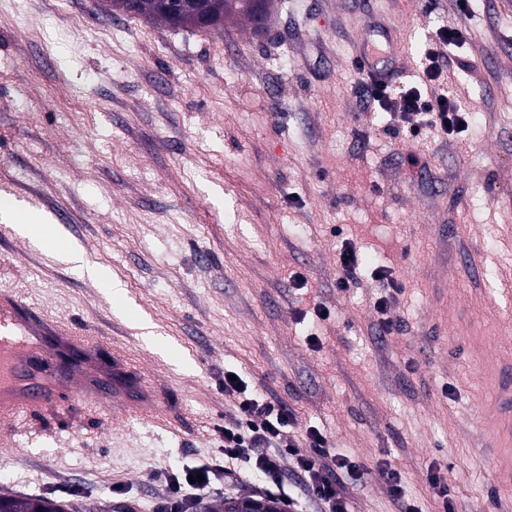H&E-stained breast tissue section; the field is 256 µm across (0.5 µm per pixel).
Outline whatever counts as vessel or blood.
Instances as JSON below:
<instances>
[{"mask_svg": "<svg viewBox=\"0 0 512 512\" xmlns=\"http://www.w3.org/2000/svg\"><path fill=\"white\" fill-rule=\"evenodd\" d=\"M380 30L369 27L363 39L368 52L361 61L367 74L379 81H388L404 68L401 58H394L391 67L379 64L371 46ZM99 340L81 329L47 317L25 300L15 289L0 284V429L12 428L16 422L49 410H62L63 382L49 372V364L60 354L72 351L79 359L69 373L79 393L89 402L107 400L135 414H160L152 382L146 375L130 379L124 373L128 364L121 352H113L111 371L96 370ZM499 412L508 424L499 438L512 443V364L500 372L496 399Z\"/></svg>", "mask_w": 512, "mask_h": 512, "instance_id": "b4317fda", "label": "vessel or blood"}]
</instances>
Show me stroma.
Segmentation results:
<instances>
[{
    "label": "stroma",
    "instance_id": "stroma-1",
    "mask_svg": "<svg viewBox=\"0 0 512 512\" xmlns=\"http://www.w3.org/2000/svg\"><path fill=\"white\" fill-rule=\"evenodd\" d=\"M419 52L469 32L448 86L475 119L461 136L386 132L355 93L374 20ZM66 210L81 264L51 262L0 222V280L102 335L155 380L166 426L76 397L0 435V495L68 512H162L168 470L210 461L234 411L224 371L319 427L369 472L344 477L350 512H400L390 457L418 512L438 471L458 512H512L491 408L512 356V0H274L263 32L112 16L102 0H0V183ZM403 287L391 331L363 275L338 290L343 240ZM120 280L125 311L86 270ZM302 274L305 287L290 280ZM327 318H318L315 304ZM145 314L157 352L130 326ZM377 468L386 479L391 495L400 504L402 512H417L414 504L405 501V491L402 485L401 472L392 464L388 457L380 459Z\"/></svg>",
    "mask_w": 512,
    "mask_h": 512
}]
</instances>
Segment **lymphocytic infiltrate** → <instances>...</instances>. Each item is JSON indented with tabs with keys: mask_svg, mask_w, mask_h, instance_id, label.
I'll return each instance as SVG.
<instances>
[{
	"mask_svg": "<svg viewBox=\"0 0 512 512\" xmlns=\"http://www.w3.org/2000/svg\"><path fill=\"white\" fill-rule=\"evenodd\" d=\"M466 38L467 33L461 28H437L420 51L422 84L379 83L369 75H361L359 85L369 104L388 114L392 133L416 137L430 129L448 138L468 130L470 113L448 92L444 82L451 61L449 50L462 47ZM224 391L235 397L236 404L232 420L218 429V456L199 467L198 481H190L186 469L168 475L174 512H182L185 500L211 492L223 475L235 474L241 463L248 471L260 474L266 483L281 485L283 461L287 458L303 474L310 498L323 506L324 512H348L340 476L345 472L363 474L364 464L347 450H330L326 436L316 428L307 434V450H300L289 433L294 418L288 408L249 393L243 380L225 381Z\"/></svg>",
	"mask_w": 512,
	"mask_h": 512,
	"instance_id": "obj_1",
	"label": "lymphocytic infiltrate"
}]
</instances>
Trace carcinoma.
<instances>
[{
  "label": "carcinoma",
  "mask_w": 512,
  "mask_h": 512,
  "mask_svg": "<svg viewBox=\"0 0 512 512\" xmlns=\"http://www.w3.org/2000/svg\"><path fill=\"white\" fill-rule=\"evenodd\" d=\"M107 10L127 16L160 20L173 27L211 31L234 17L248 20L258 32L264 28L273 0H105ZM11 512H65L64 505L44 498L3 497Z\"/></svg>",
  "instance_id": "obj_1"
}]
</instances>
